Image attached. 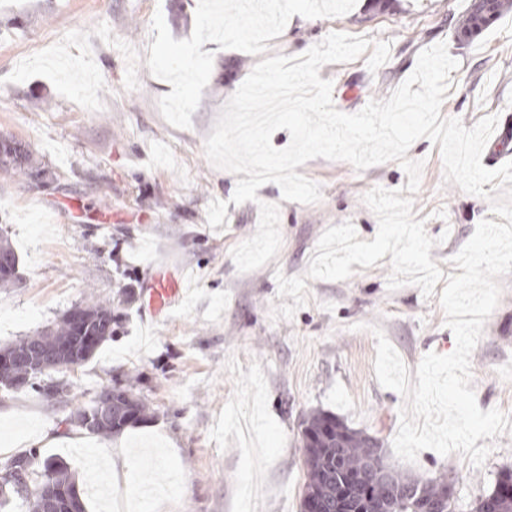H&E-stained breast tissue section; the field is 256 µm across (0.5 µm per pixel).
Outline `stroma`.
Wrapping results in <instances>:
<instances>
[{
	"label": "stroma",
	"instance_id": "35a3bbf8",
	"mask_svg": "<svg viewBox=\"0 0 512 512\" xmlns=\"http://www.w3.org/2000/svg\"><path fill=\"white\" fill-rule=\"evenodd\" d=\"M212 0H0V140L29 150L46 170L39 185L0 170V235L19 262L14 285L0 288V347L41 331L89 295L111 300L119 326L85 364L41 376L67 387L73 401L31 389H0V464L36 448L67 462L87 481L93 455L112 447L109 496L87 495L86 512H127L136 487L174 479L172 489L140 512H300L306 468L301 430L324 410L376 437L385 459L420 482L452 484L462 512L512 472V423L496 437L482 467L459 453L421 451L398 459L393 439L397 391L374 371L380 327L409 371L456 341L433 297L405 285L389 290V258L347 280H308L307 302L292 318L273 319L277 274H305L323 232L352 222L363 241L378 230L363 202L375 187L396 190L408 178L398 162L356 171L316 158L299 174L316 182L314 204L286 201L273 183L258 202L232 204L238 177L215 168L205 140L226 101L256 63L298 56L340 32L391 44L390 58L369 71L365 58L323 65L335 108L346 114L384 100L414 70L419 53L446 43L458 61L441 116L472 128L495 114L512 125V11L479 37L457 30L470 0H294L269 20L253 4L219 0L210 33L200 21ZM198 61L186 80L184 55ZM408 158L423 161L413 196L415 220L438 244L430 256L444 274L477 224L491 219L488 201L445 183L439 145L422 138ZM227 204L217 227L211 201ZM278 205L281 246L256 270L239 272L234 247L259 223V202ZM44 204L83 207L81 223L44 216ZM173 259L187 269L188 299L153 334L141 321V268ZM487 318L471 360L481 410L512 401V274ZM119 384L145 398L143 422L102 437L66 422L101 387Z\"/></svg>",
	"mask_w": 512,
	"mask_h": 512
}]
</instances>
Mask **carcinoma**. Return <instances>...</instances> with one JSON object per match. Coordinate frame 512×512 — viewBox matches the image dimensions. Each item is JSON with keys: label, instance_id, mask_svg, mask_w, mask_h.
<instances>
[{"label": "carcinoma", "instance_id": "1", "mask_svg": "<svg viewBox=\"0 0 512 512\" xmlns=\"http://www.w3.org/2000/svg\"><path fill=\"white\" fill-rule=\"evenodd\" d=\"M512 10V0H471L466 18L463 20V34L467 37L480 35L490 27L500 15ZM0 168L11 169L26 179L39 180L42 170L33 165L28 151L12 142H0ZM0 288H6L16 279L18 257L8 238L0 236ZM92 327L100 336L98 345L112 339L116 331L117 316L112 310V303L95 300L84 305ZM73 336L67 317L60 318L53 325L46 327L34 336L24 337L11 344V347L23 352L44 351L70 340ZM56 371L58 367L48 365L45 370L36 371L28 363L15 365L10 375L0 378L9 383V388H16L18 378L28 381L44 374V371ZM115 406L130 407L134 416L128 420L97 417L96 405L88 408L78 406L70 412L67 422L90 434L108 436L124 430L135 422L145 419L150 414V406L143 398H135L128 393V388L115 385L112 387ZM305 429L313 432L314 438L307 439L305 463L307 469L306 489L303 500H315L321 512H339L341 500L339 494L355 489V481H363V490L368 496L361 502L363 512H420L422 501L436 503L447 501V512H456L453 500L445 499L447 494L444 484L421 485L415 480L402 475L395 467L386 463L380 453L377 439L349 428L336 419V416L318 410L304 420ZM23 462L32 476V485L44 480L49 471L60 469L69 478L74 475L69 466L60 458L44 456L35 448L26 453L13 456ZM385 469L390 473L391 484L386 486L373 481L375 472ZM24 501L26 512H41L37 497L21 494L13 489L0 488V512H7V507L15 498Z\"/></svg>", "mask_w": 512, "mask_h": 512}]
</instances>
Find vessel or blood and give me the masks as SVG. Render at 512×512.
<instances>
[{
  "label": "vessel or blood",
  "mask_w": 512,
  "mask_h": 512,
  "mask_svg": "<svg viewBox=\"0 0 512 512\" xmlns=\"http://www.w3.org/2000/svg\"><path fill=\"white\" fill-rule=\"evenodd\" d=\"M187 279L177 264H154L142 275V315L153 323L165 321L184 299Z\"/></svg>",
  "instance_id": "b4317fda"
}]
</instances>
